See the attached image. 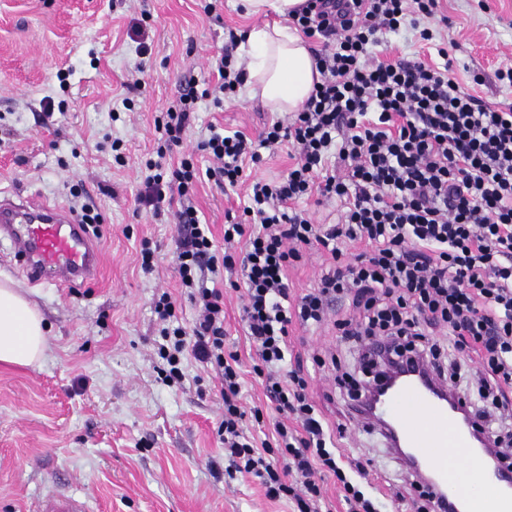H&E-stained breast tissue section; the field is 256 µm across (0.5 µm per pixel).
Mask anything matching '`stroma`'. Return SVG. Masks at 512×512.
<instances>
[{
  "mask_svg": "<svg viewBox=\"0 0 512 512\" xmlns=\"http://www.w3.org/2000/svg\"><path fill=\"white\" fill-rule=\"evenodd\" d=\"M447 23L434 32L453 40L456 78L485 103L512 101L496 77L512 65V0H442ZM237 0L216 16L202 0H0V189L72 210L93 205L103 217L98 280L75 288L26 284L53 343L40 364L0 365V512H30L50 490L81 497L89 512H291L265 497L257 478H229L218 427L224 403L207 372L186 365L183 387L158 374L155 294L194 307L180 288L172 215L153 217L137 196L146 160L155 158L154 119L176 100L184 76L209 73L231 36L258 25ZM146 53H139V46ZM482 84H474L473 74ZM134 100L125 110L123 97ZM52 99V116L42 110ZM259 100L199 102L183 147L199 169L211 158L196 146L209 125L257 136L271 121ZM121 140L123 162L110 148ZM245 187L225 191L204 180L193 205L216 243ZM156 249L153 273L140 269L142 240ZM241 299L224 290V349L251 367L240 321ZM290 341L311 375L310 394L329 419L328 373L314 353L335 349L332 328L293 325ZM347 448L370 458V482L388 487L409 472L379 434L349 425Z\"/></svg>",
  "mask_w": 512,
  "mask_h": 512,
  "instance_id": "1",
  "label": "stroma"
}]
</instances>
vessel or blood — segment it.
I'll use <instances>...</instances> for the list:
<instances>
[{"mask_svg":"<svg viewBox=\"0 0 512 512\" xmlns=\"http://www.w3.org/2000/svg\"><path fill=\"white\" fill-rule=\"evenodd\" d=\"M0 239L9 241L34 284L68 287L95 281L101 247L79 217L59 203L18 193L0 195ZM383 412L398 426L404 443L431 472L428 487L437 512H512V462L487 468L472 439L470 425L447 405L436 401L419 383L409 381L391 393ZM470 472L479 492L465 480L448 475L449 457ZM35 512H87L79 499L61 493L43 495Z\"/></svg>","mask_w":512,"mask_h":512,"instance_id":"obj_1","label":"vessel or blood"}]
</instances>
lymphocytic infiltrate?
I'll list each match as a JSON object with an SVG mask.
<instances>
[{
    "instance_id": "obj_1",
    "label": "lymphocytic infiltrate",
    "mask_w": 512,
    "mask_h": 512,
    "mask_svg": "<svg viewBox=\"0 0 512 512\" xmlns=\"http://www.w3.org/2000/svg\"><path fill=\"white\" fill-rule=\"evenodd\" d=\"M440 0H307L293 17L314 53L320 83L299 111L265 125L257 138L210 127L198 150L214 159L199 172L192 156L165 170L162 158L181 147L199 101L236 96L245 77L232 51L217 62V80L189 77L178 99L155 119L157 161L148 162L140 205L161 216L173 197L176 271L196 309L179 321L169 293L153 312L162 341L159 372L186 379L195 360L214 372L224 402L219 426L232 472L259 478L267 498L321 512L322 481L331 476L347 512H377L365 490L367 469L346 455L342 422L331 423L309 393V372L289 361L293 324L332 323L344 356L313 357L331 365L337 386L354 384L349 360L365 361L382 345L426 362L449 387L469 393L496 455H512V104L489 106L461 90L452 75L453 44L436 45L434 62L393 63L374 55L388 35L410 29L433 41ZM291 144L296 162L278 180H247L246 165ZM233 189L247 184L240 220L216 245L190 198L200 177ZM336 202L332 224L315 223L298 202L311 195ZM312 250L329 263L314 288L293 294L291 267ZM240 291L243 330L255 348L252 372L265 399L241 403L244 373L224 349V293ZM348 312L329 320L334 304ZM446 330L453 354L434 340ZM273 412L274 440H256L246 418Z\"/></svg>"
}]
</instances>
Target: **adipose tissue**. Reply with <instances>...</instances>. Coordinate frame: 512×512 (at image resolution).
Listing matches in <instances>:
<instances>
[{
    "mask_svg": "<svg viewBox=\"0 0 512 512\" xmlns=\"http://www.w3.org/2000/svg\"><path fill=\"white\" fill-rule=\"evenodd\" d=\"M306 0H241L246 16L276 13L280 21L251 28L245 35L249 62L245 82L270 111H298L309 98L320 74L306 40L288 26ZM48 330L37 306L22 286L0 274V363L32 366L50 351Z\"/></svg>",
    "mask_w": 512,
    "mask_h": 512,
    "instance_id": "obj_1",
    "label": "adipose tissue"
}]
</instances>
